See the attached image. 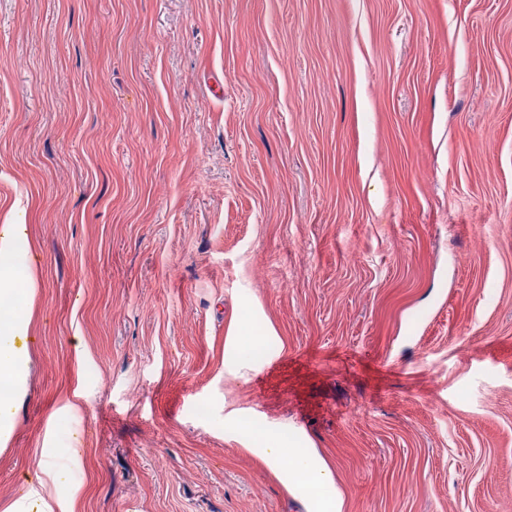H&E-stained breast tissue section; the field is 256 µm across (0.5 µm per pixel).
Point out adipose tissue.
I'll use <instances>...</instances> for the list:
<instances>
[{"label": "adipose tissue", "mask_w": 512, "mask_h": 512, "mask_svg": "<svg viewBox=\"0 0 512 512\" xmlns=\"http://www.w3.org/2000/svg\"><path fill=\"white\" fill-rule=\"evenodd\" d=\"M14 225L0 226V384L8 393L0 395V428L9 426V409L22 378L26 353L19 345L27 332L30 310L22 294H33L35 284L24 256L17 247ZM274 330L260 319L254 306L242 308L229 330L226 347L230 354L257 351ZM253 432L250 451L277 469L282 482L304 503L307 512H343L344 500L333 470L303 436L289 439L267 430L264 423H248Z\"/></svg>", "instance_id": "ef3b65f1"}]
</instances>
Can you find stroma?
I'll list each match as a JSON object with an SVG mask.
<instances>
[{
  "label": "stroma",
  "mask_w": 512,
  "mask_h": 512,
  "mask_svg": "<svg viewBox=\"0 0 512 512\" xmlns=\"http://www.w3.org/2000/svg\"><path fill=\"white\" fill-rule=\"evenodd\" d=\"M5 223L0 512H306L242 416L344 512H512V0H0ZM19 224L0 226V384L10 391L0 395V440L2 427L10 424V409L16 399V386L23 377L26 353L18 341L25 336L30 322V308L23 305L14 288L21 282L28 298L34 294V280L25 258L17 248L18 237L15 229ZM257 309L244 306L232 324L225 344L231 355L243 351H259L269 336H274V329L258 316ZM238 422L253 431L248 451L277 469L284 485L303 501L307 512L343 511L344 500L334 471L301 434L285 440L261 421ZM40 487L39 490H33V495L40 504L38 512H76L74 496L77 492H73L69 498H62L45 486L41 485Z\"/></svg>",
  "instance_id": "35a3bbf8"
}]
</instances>
